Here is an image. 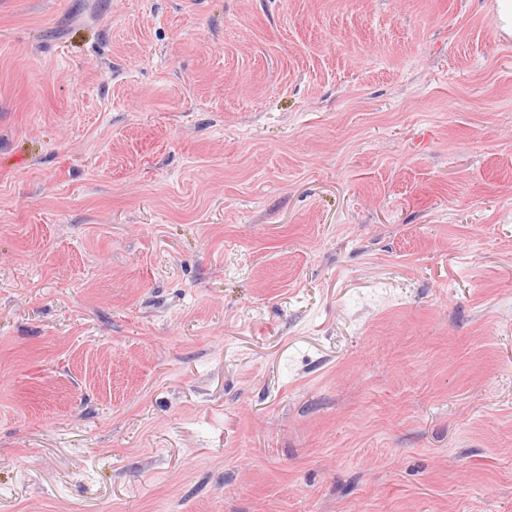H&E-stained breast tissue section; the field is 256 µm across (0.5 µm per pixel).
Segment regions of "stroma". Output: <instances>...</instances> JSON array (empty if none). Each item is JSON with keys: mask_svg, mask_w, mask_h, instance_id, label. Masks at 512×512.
Returning <instances> with one entry per match:
<instances>
[{"mask_svg": "<svg viewBox=\"0 0 512 512\" xmlns=\"http://www.w3.org/2000/svg\"><path fill=\"white\" fill-rule=\"evenodd\" d=\"M497 0H0V512H512Z\"/></svg>", "mask_w": 512, "mask_h": 512, "instance_id": "obj_1", "label": "stroma"}]
</instances>
